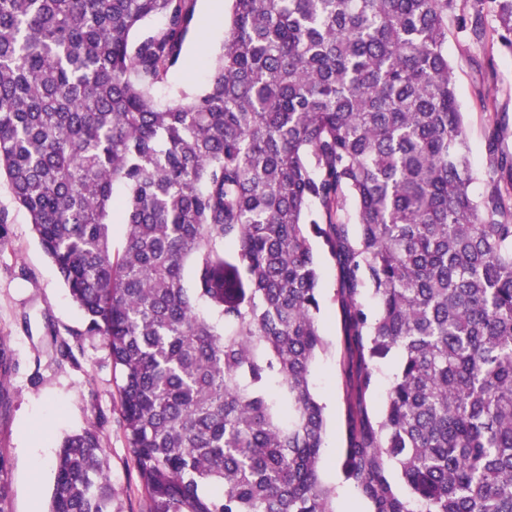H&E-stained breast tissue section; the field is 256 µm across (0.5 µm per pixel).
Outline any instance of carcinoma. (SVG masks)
Listing matches in <instances>:
<instances>
[{
  "mask_svg": "<svg viewBox=\"0 0 512 512\" xmlns=\"http://www.w3.org/2000/svg\"><path fill=\"white\" fill-rule=\"evenodd\" d=\"M456 2L231 0L208 88L161 106L197 0H0V175L119 369L150 512H338L310 383L328 300L355 367L339 461L372 512H512V155L489 129L474 196ZM478 2L465 30L485 5L511 50L512 0ZM102 452L94 424L61 442L49 512H112ZM395 373L396 362L393 358L383 360L378 365L374 389L366 395V405L373 421H378L380 418L383 393Z\"/></svg>",
  "mask_w": 512,
  "mask_h": 512,
  "instance_id": "cac0c4a2",
  "label": "carcinoma"
}]
</instances>
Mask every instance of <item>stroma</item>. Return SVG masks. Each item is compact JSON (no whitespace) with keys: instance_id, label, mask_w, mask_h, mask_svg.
Returning <instances> with one entry per match:
<instances>
[{"instance_id":"35a3bbf8","label":"stroma","mask_w":512,"mask_h":512,"mask_svg":"<svg viewBox=\"0 0 512 512\" xmlns=\"http://www.w3.org/2000/svg\"><path fill=\"white\" fill-rule=\"evenodd\" d=\"M475 0H457L448 16V60L465 114L474 169L485 164L489 127L499 124L502 147L512 154V51L495 38L477 43L459 23ZM229 0H219L215 17L204 18L184 51L191 70L175 73L158 86L162 102L178 91L194 95L207 86L209 67L222 51ZM0 347L8 359L0 390V453L8 460L9 512H48L56 451L63 438L96 423L100 428L112 484V512H149V500L134 467L121 425L120 374L100 336L86 325L35 237L27 212L16 205L7 179H0ZM324 335L335 347L320 356L311 382L326 406L327 421L321 476L335 486L338 512H370L367 500L343 479L338 450L345 432L347 351L335 307L322 312Z\"/></svg>"}]
</instances>
